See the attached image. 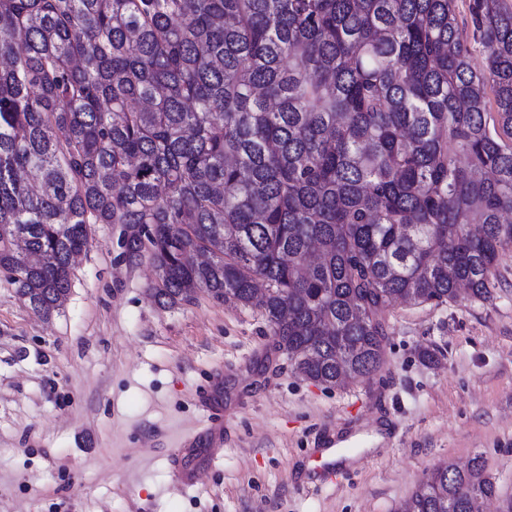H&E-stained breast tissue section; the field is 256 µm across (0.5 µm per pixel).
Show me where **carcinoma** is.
I'll use <instances>...</instances> for the list:
<instances>
[{
    "instance_id": "1",
    "label": "carcinoma",
    "mask_w": 512,
    "mask_h": 512,
    "mask_svg": "<svg viewBox=\"0 0 512 512\" xmlns=\"http://www.w3.org/2000/svg\"><path fill=\"white\" fill-rule=\"evenodd\" d=\"M0 0V273L60 311L94 224L154 302L260 308L326 388L397 302L488 301L512 245V7L470 0ZM482 457L397 512H484ZM469 0H456V11L460 22V27L463 31V36L471 43L473 47V55L471 64L477 71L483 70L485 67V48L474 40V28L471 22L469 10Z\"/></svg>"
}]
</instances>
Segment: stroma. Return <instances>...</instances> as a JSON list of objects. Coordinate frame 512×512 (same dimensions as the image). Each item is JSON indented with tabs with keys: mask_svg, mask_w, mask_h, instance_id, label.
I'll use <instances>...</instances> for the list:
<instances>
[{
	"mask_svg": "<svg viewBox=\"0 0 512 512\" xmlns=\"http://www.w3.org/2000/svg\"><path fill=\"white\" fill-rule=\"evenodd\" d=\"M119 232L97 225L49 320L0 275V512H397L436 464L477 455L500 492L485 512L512 498V247L491 301L395 304L382 369L329 389L293 372L257 309L202 290L159 307L150 262H117ZM206 394L224 447L187 449L184 486L171 458ZM328 424L355 433L322 484L304 466Z\"/></svg>",
	"mask_w": 512,
	"mask_h": 512,
	"instance_id": "35a3bbf8",
	"label": "stroma"
}]
</instances>
